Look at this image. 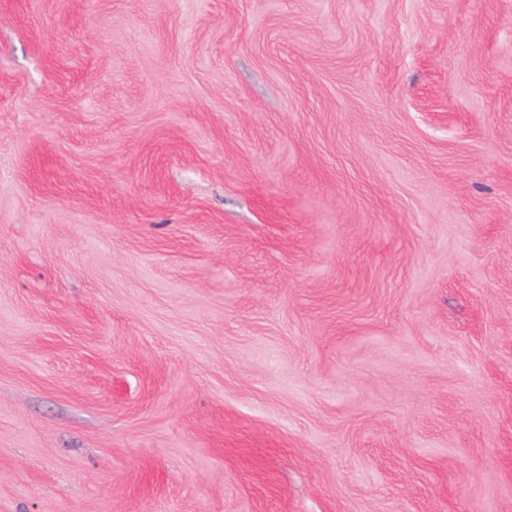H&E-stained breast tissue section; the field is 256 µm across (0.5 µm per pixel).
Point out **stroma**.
I'll use <instances>...</instances> for the list:
<instances>
[{
    "instance_id": "obj_1",
    "label": "stroma",
    "mask_w": 512,
    "mask_h": 512,
    "mask_svg": "<svg viewBox=\"0 0 512 512\" xmlns=\"http://www.w3.org/2000/svg\"><path fill=\"white\" fill-rule=\"evenodd\" d=\"M0 512H512V0H0Z\"/></svg>"
}]
</instances>
